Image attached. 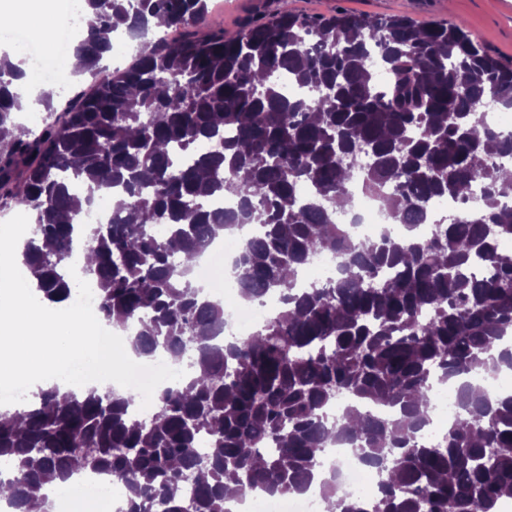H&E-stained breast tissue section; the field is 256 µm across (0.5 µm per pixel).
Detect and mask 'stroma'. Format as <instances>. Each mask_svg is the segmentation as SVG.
<instances>
[{
  "label": "stroma",
  "instance_id": "1",
  "mask_svg": "<svg viewBox=\"0 0 512 512\" xmlns=\"http://www.w3.org/2000/svg\"><path fill=\"white\" fill-rule=\"evenodd\" d=\"M211 19L235 29L248 17L280 9L322 15L339 9L371 15H408L425 23L460 22L474 38L503 58H512V0H212Z\"/></svg>",
  "mask_w": 512,
  "mask_h": 512
}]
</instances>
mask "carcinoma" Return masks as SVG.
I'll return each instance as SVG.
<instances>
[{
  "instance_id": "cac0c4a2",
  "label": "carcinoma",
  "mask_w": 512,
  "mask_h": 512,
  "mask_svg": "<svg viewBox=\"0 0 512 512\" xmlns=\"http://www.w3.org/2000/svg\"><path fill=\"white\" fill-rule=\"evenodd\" d=\"M210 15V0H81L83 71L103 70L107 32L138 40L136 61L37 133L15 122L25 61L0 54V197L33 212L23 259L39 300H70L79 243L104 319L190 370L156 394L148 424L131 416L135 395L109 388H40L0 411V502L28 512L32 488L89 470L120 482L131 512H229L224 476L240 495H289L348 439L381 492L364 506L324 481V512H494L512 497V394L490 395L473 372L512 366V250L498 248L512 239V134L479 111L512 109V63L461 23L280 11L198 35ZM156 16L178 36L152 32ZM281 74L301 96L281 94ZM357 185L411 231L434 200L477 192L482 207L436 220L426 241L359 244L336 207ZM103 195L112 222L79 223ZM226 196L234 208L214 205ZM244 225L257 232L236 264L240 295L281 310L219 347L224 305L190 276L219 232ZM323 251L341 255L339 273L298 289L297 269ZM449 381L462 411L431 446L417 431L432 385ZM342 396L352 425L327 419Z\"/></svg>"
}]
</instances>
